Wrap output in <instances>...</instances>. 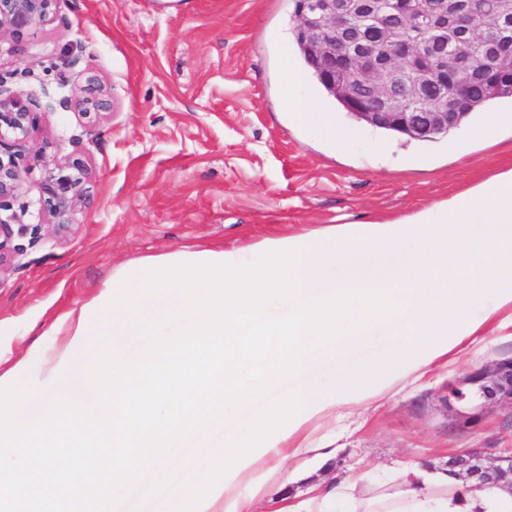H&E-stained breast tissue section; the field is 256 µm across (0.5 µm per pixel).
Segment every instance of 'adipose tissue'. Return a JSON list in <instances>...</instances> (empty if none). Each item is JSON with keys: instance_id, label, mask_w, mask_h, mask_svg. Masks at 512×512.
I'll use <instances>...</instances> for the list:
<instances>
[{"instance_id": "1", "label": "adipose tissue", "mask_w": 512, "mask_h": 512, "mask_svg": "<svg viewBox=\"0 0 512 512\" xmlns=\"http://www.w3.org/2000/svg\"><path fill=\"white\" fill-rule=\"evenodd\" d=\"M288 71V106L303 127L344 139L321 100L299 94L296 65ZM310 237L298 266L303 296L389 288L395 300L409 301V310L374 326L375 336L386 340L377 355L357 354L351 337L335 344V355L354 360L349 379L311 371L310 358H303L305 377L284 384L282 395L255 412L250 438L225 435L223 466L177 492L179 512H257L259 496L269 491L267 463H284L303 447L310 423L369 405L397 385L447 366L490 326H512V166L407 216L329 224ZM82 312L76 306L49 324L31 322L30 331L54 343L28 348L18 361L37 362L40 378H48L62 357L84 350L85 341L75 337ZM244 479L249 489L242 492ZM279 512H512V494L474 486L436 466L399 463L379 478L367 472L339 477Z\"/></svg>"}]
</instances>
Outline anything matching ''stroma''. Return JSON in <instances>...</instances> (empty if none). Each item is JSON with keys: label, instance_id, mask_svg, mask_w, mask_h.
<instances>
[{"label": "stroma", "instance_id": "obj_1", "mask_svg": "<svg viewBox=\"0 0 512 512\" xmlns=\"http://www.w3.org/2000/svg\"><path fill=\"white\" fill-rule=\"evenodd\" d=\"M293 11V0H77L0 54L11 89L39 101L26 150L83 159L94 173L77 234L43 238L0 280L1 359L37 343L32 320L86 302L119 265L183 246L239 248L286 227L400 218L512 164V131L491 146L470 139L481 113L454 131L455 157L446 139L409 142L340 110L337 126L355 130L343 147L305 132L283 96ZM90 75L113 104L92 125L58 104ZM510 356L512 327L369 408L312 424L285 463L306 476L286 494L304 499L311 485L398 461L512 451V409L458 425L442 404L450 383Z\"/></svg>", "mask_w": 512, "mask_h": 512}]
</instances>
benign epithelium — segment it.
<instances>
[{"label":"benign epithelium","mask_w":512,"mask_h":512,"mask_svg":"<svg viewBox=\"0 0 512 512\" xmlns=\"http://www.w3.org/2000/svg\"><path fill=\"white\" fill-rule=\"evenodd\" d=\"M67 0H0V43L18 46L30 28L53 23ZM485 24L506 28L512 23V0H484L478 5ZM295 23L309 44L323 80L339 88L355 108L350 116L374 129L413 134L421 141L448 136L460 127L459 109L469 84L457 80L482 55L485 70L512 75V54L500 46L448 31L468 24V13L457 0H299ZM0 73V272L14 260V235H30L36 243L49 235L66 243L77 232L75 214L91 203L92 170L74 159L59 163L38 149L33 159L43 163L40 220L22 224L26 214L12 211L13 201L29 173L28 161L12 151L33 128L36 101L6 87ZM94 123L112 110V98L90 75L85 84L63 100ZM443 403L461 424L468 409L512 408V357L474 369L448 385ZM448 466L465 480L491 481L512 493V452L487 457L480 451L457 454Z\"/></svg>","instance_id":"obj_1"}]
</instances>
